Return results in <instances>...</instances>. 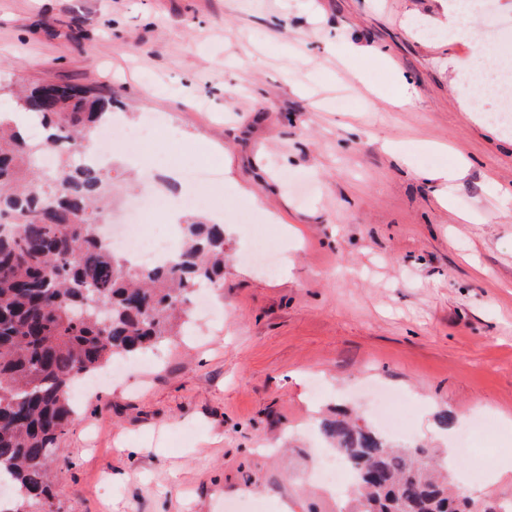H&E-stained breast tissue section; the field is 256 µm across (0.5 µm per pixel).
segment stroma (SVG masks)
I'll return each instance as SVG.
<instances>
[{"instance_id":"obj_1","label":"stroma","mask_w":512,"mask_h":512,"mask_svg":"<svg viewBox=\"0 0 512 512\" xmlns=\"http://www.w3.org/2000/svg\"><path fill=\"white\" fill-rule=\"evenodd\" d=\"M440 16L439 0H0V112L20 85L83 86L224 175L223 306L81 399L49 512H353L317 476V425L338 406L371 422L369 382L408 400L393 445L448 462L478 504L512 501V475L489 480L512 462V126L484 127L488 98L459 107L448 60L471 43ZM399 77L405 110L387 102ZM148 149L155 164L113 153V213L189 193L163 138ZM458 161L446 208L416 171ZM477 418L476 455L456 454Z\"/></svg>"}]
</instances>
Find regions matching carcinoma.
I'll return each mask as SVG.
<instances>
[{
	"label": "carcinoma",
	"mask_w": 512,
	"mask_h": 512,
	"mask_svg": "<svg viewBox=\"0 0 512 512\" xmlns=\"http://www.w3.org/2000/svg\"><path fill=\"white\" fill-rule=\"evenodd\" d=\"M15 111L42 138L0 114V512H43L50 462L77 421L70 390L117 357L178 333L189 295L224 287V225L196 215L168 266L132 265L92 232L112 201V171L69 148L112 117V99L76 85L15 93ZM57 156L46 172L36 163ZM321 430L355 474L360 512H471L425 449L398 451L367 425L326 419Z\"/></svg>",
	"instance_id": "1"
}]
</instances>
